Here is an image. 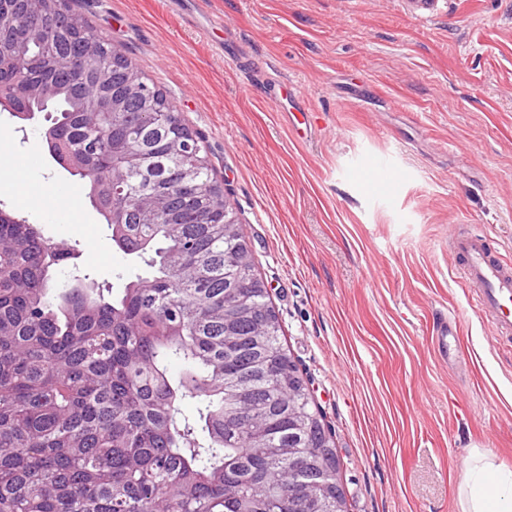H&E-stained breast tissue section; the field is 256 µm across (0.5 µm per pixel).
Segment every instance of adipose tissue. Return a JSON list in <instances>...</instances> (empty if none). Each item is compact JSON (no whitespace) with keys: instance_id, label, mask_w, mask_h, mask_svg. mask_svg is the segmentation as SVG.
<instances>
[{"instance_id":"ef3b65f1","label":"adipose tissue","mask_w":512,"mask_h":512,"mask_svg":"<svg viewBox=\"0 0 512 512\" xmlns=\"http://www.w3.org/2000/svg\"><path fill=\"white\" fill-rule=\"evenodd\" d=\"M460 512H512V469L485 450L467 459L459 487Z\"/></svg>"}]
</instances>
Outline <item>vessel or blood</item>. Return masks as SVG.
Returning <instances> with one entry per match:
<instances>
[{
    "label": "vessel or blood",
    "mask_w": 512,
    "mask_h": 512,
    "mask_svg": "<svg viewBox=\"0 0 512 512\" xmlns=\"http://www.w3.org/2000/svg\"><path fill=\"white\" fill-rule=\"evenodd\" d=\"M452 250L462 259L460 275L472 290L477 312L485 316L495 332L512 331V264L490 250L484 235H456Z\"/></svg>",
    "instance_id": "vessel-or-blood-1"
}]
</instances>
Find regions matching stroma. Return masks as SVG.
Returning a JSON list of instances; mask_svg holds the SVG:
<instances>
[{
    "label": "stroma",
    "mask_w": 512,
    "mask_h": 512,
    "mask_svg": "<svg viewBox=\"0 0 512 512\" xmlns=\"http://www.w3.org/2000/svg\"><path fill=\"white\" fill-rule=\"evenodd\" d=\"M74 0L172 102L230 197L281 327L331 430L346 512H459L472 449L512 468V335L470 306L459 232L512 245V0ZM253 62L241 69L219 46ZM305 90L295 141L266 84ZM42 122L0 112V168L32 194L0 207L75 243L58 285L121 290L147 275L119 250ZM392 171L393 201L364 180ZM460 320L439 359L440 314Z\"/></svg>",
    "instance_id": "stroma-1"
}]
</instances>
